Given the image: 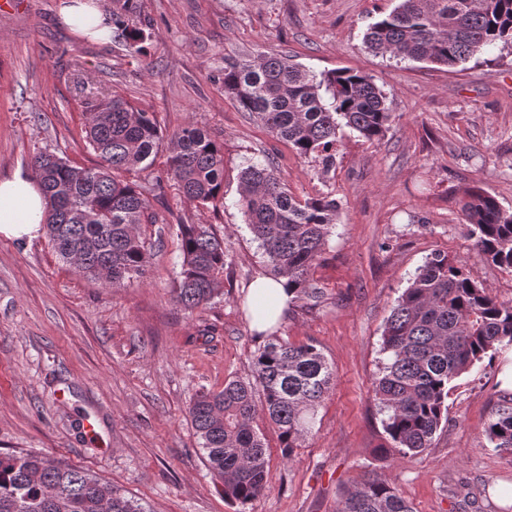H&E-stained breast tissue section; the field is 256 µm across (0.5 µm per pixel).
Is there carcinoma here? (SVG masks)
Segmentation results:
<instances>
[{
    "label": "carcinoma",
    "mask_w": 512,
    "mask_h": 512,
    "mask_svg": "<svg viewBox=\"0 0 512 512\" xmlns=\"http://www.w3.org/2000/svg\"><path fill=\"white\" fill-rule=\"evenodd\" d=\"M137 0H113L112 28L135 52H145L137 27ZM512 43V0H399L371 23L364 43L400 60L453 68L497 43ZM224 92L286 141L298 156L334 164L341 126L367 141L384 136L396 115L374 79L347 70L321 78L282 55L258 53L224 62ZM86 138L98 157L80 167L38 153L32 169L48 201L45 234L63 262L114 288L145 274L149 253L144 224H164L145 187L124 174L145 171L166 153V174L197 208L224 204V146L195 126L164 138L154 113L111 96L90 103ZM239 205L274 278H287L291 302L320 304L312 270L322 260L336 224L338 202L328 196L300 200L281 181L272 160L240 173ZM461 213L487 261L512 271V211L480 188L465 191ZM180 270L173 301L191 316L224 288V239L211 224H177ZM512 345V300L486 292L448 255L434 253L420 266L385 322L382 366L373 382L390 447L403 457L432 447L448 420L456 380ZM333 372L316 345L277 336L258 348L251 378L202 390L188 417L224 498L247 504L267 488L269 452L254 427L275 426L289 458L312 432ZM485 440L512 456V396L502 400L483 429ZM0 512H150L94 475L33 453H0ZM336 512H414L399 491L368 478L338 501Z\"/></svg>",
    "instance_id": "cac0c4a2"
}]
</instances>
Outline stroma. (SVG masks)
I'll list each match as a JSON object with an SVG mask.
<instances>
[{
    "instance_id": "35a3bbf8",
    "label": "stroma",
    "mask_w": 512,
    "mask_h": 512,
    "mask_svg": "<svg viewBox=\"0 0 512 512\" xmlns=\"http://www.w3.org/2000/svg\"><path fill=\"white\" fill-rule=\"evenodd\" d=\"M68 0H15L0 12V178L31 170L47 152L96 163L83 128L105 92L154 113L166 134L192 125L224 144V205L190 204L164 157L142 172L154 211L147 271L112 288L62 263L46 237H0V452H32L96 475L152 512H336L341 494L375 476L414 512H502L489 490L512 484V457L485 445L492 409L506 395L502 349L463 374L432 448L382 456L387 441L373 400L387 317L416 269L448 254L487 291L512 300V272L488 262L467 234L458 201L478 187L512 210V47L457 68L368 51V25L398 0H138L148 36L139 55L114 36L93 40L64 25ZM288 56L314 73L371 76L396 120L369 142L338 133L336 161L297 156L224 92V63L257 52ZM95 78L76 86V70ZM273 159L299 197L330 195L336 227L313 281L319 306L296 302L277 335L311 342L334 373L315 426L284 458L265 420L267 489L241 506L225 500L187 415L202 389L248 379L265 342L251 328L250 283L268 275L237 204L239 173ZM213 225L224 239V293L185 315L171 300L179 270L175 223Z\"/></svg>"
}]
</instances>
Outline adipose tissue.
I'll list each match as a JSON object with an SVG mask.
<instances>
[{"label":"adipose tissue","mask_w":512,"mask_h":512,"mask_svg":"<svg viewBox=\"0 0 512 512\" xmlns=\"http://www.w3.org/2000/svg\"><path fill=\"white\" fill-rule=\"evenodd\" d=\"M64 24L72 31L94 37L106 33L107 13L101 0H70L61 9ZM47 201L31 174L0 179V235L33 239L42 233Z\"/></svg>","instance_id":"ef3b65f1"}]
</instances>
